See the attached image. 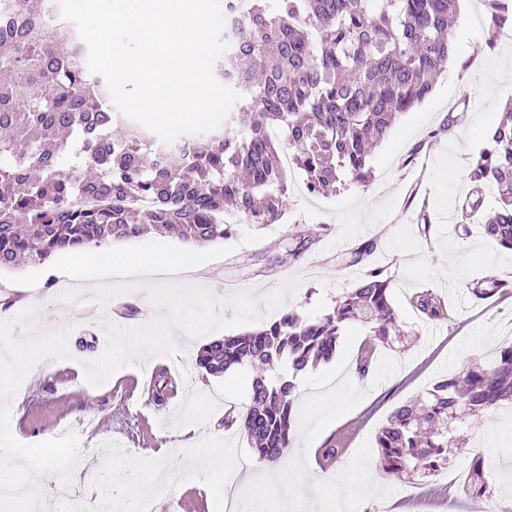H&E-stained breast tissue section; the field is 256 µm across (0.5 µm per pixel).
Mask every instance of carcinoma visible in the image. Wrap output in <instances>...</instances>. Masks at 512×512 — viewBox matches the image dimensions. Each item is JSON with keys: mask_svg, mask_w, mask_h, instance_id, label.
Here are the masks:
<instances>
[{"mask_svg": "<svg viewBox=\"0 0 512 512\" xmlns=\"http://www.w3.org/2000/svg\"><path fill=\"white\" fill-rule=\"evenodd\" d=\"M52 0H13L0 18V268L20 259L45 264L85 246L138 238L150 228L187 244L223 240L224 212L251 224H272L287 192L280 156L268 129H286L285 145L315 195L336 191L341 176L368 177L371 149L397 117L421 101L455 57L450 37L457 0H226L238 38L216 63L237 77L241 99L229 113L234 135L198 136L191 156L178 150L156 166L159 140L112 108L104 80L92 74L74 27L47 26ZM75 158L97 169L82 178ZM472 188L461 204V227L482 213L485 192L498 194L484 216L487 239L512 250V111L503 114L487 147L469 164ZM146 197L148 207L130 204ZM384 269L367 270L333 313L311 322L290 313L256 331L216 339L199 349L209 375L249 366L256 375L244 410L224 415L259 459L275 462L291 445L293 381L267 371L286 361L293 372L331 360L342 326L359 322L374 339L361 352L364 374L377 343L401 333ZM473 298L512 295V281L493 273L470 285ZM410 305L429 320L448 318L447 304L430 290ZM512 404V347L488 368L442 379L427 396L397 407L376 436L383 469L410 478L446 464L454 447L452 423ZM477 461L469 483L490 493Z\"/></svg>", "mask_w": 512, "mask_h": 512, "instance_id": "carcinoma-1", "label": "carcinoma"}]
</instances>
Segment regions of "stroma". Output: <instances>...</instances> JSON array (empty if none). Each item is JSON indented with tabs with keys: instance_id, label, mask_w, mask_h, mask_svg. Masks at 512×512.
I'll return each instance as SVG.
<instances>
[{
	"instance_id": "stroma-1",
	"label": "stroma",
	"mask_w": 512,
	"mask_h": 512,
	"mask_svg": "<svg viewBox=\"0 0 512 512\" xmlns=\"http://www.w3.org/2000/svg\"><path fill=\"white\" fill-rule=\"evenodd\" d=\"M451 37L453 64L421 103L396 120L369 159L366 182L346 177L335 193L317 196L307 191L302 170H288L279 221L232 224L223 241L230 254L171 278L207 288L223 303L247 292L263 327L291 312L311 321L332 312L365 272L345 264L365 243H374L371 260L390 279L389 298L404 337L377 346L376 364L359 377L356 358L369 330L346 324L335 357L298 380L292 453L335 445L340 452L333 465L288 472L268 464L267 481L246 488L238 512H338L343 504L350 512H512V467H501L512 464L510 404L462 420L458 447L434 473L389 476L375 444L397 406L438 380L488 367L512 345V298L480 304L468 291L473 279L490 272L512 280V251L485 239L478 224L466 236L456 229L469 189L467 167L512 98V38L492 40L487 0H461ZM423 289L444 298L447 319L422 318L410 306V296ZM0 303L12 309L0 318V352H9L18 383L14 403L0 407V443L45 474L48 512H66L54 487L72 472L82 473L85 498L109 504L112 512H136L145 499L153 512H185L190 493L202 501L203 512H224L225 462L251 470L258 458L244 434L223 426L227 409L247 404L253 369L210 376L196 364L198 350L221 338V331L194 339L175 332L178 358L134 361L94 387L84 365L105 350V322L146 324L140 296L126 293L102 305L64 295L46 266L27 264L0 270ZM34 304L47 309L37 331L30 324ZM30 372L37 378L29 383ZM143 372L156 387L166 377L194 381L197 395L171 394L156 405L133 382ZM186 447L200 456L220 448L224 456L202 470H173L178 449ZM478 461L492 496H476L468 483ZM144 470L156 472L158 481L133 480Z\"/></svg>"
}]
</instances>
